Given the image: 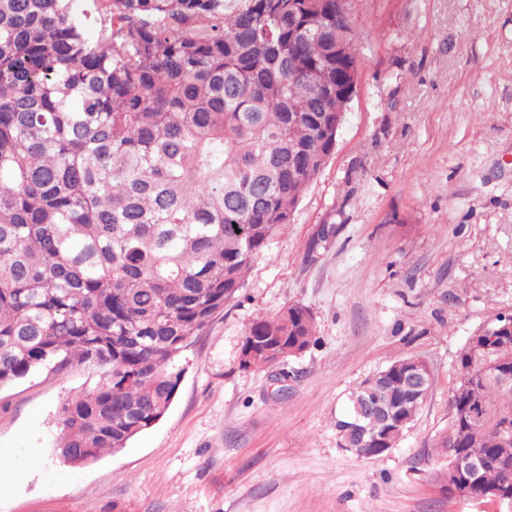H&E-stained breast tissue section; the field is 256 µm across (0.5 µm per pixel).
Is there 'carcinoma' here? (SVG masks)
<instances>
[{
    "mask_svg": "<svg viewBox=\"0 0 512 512\" xmlns=\"http://www.w3.org/2000/svg\"><path fill=\"white\" fill-rule=\"evenodd\" d=\"M96 40L85 36L89 21ZM339 0H0V386L46 365L104 369L61 408L56 453L118 452L171 406L181 352L245 285L336 145L358 79ZM341 49H336V45ZM311 310L254 319L243 369L314 343ZM399 359L383 391L417 413ZM512 341L455 358L443 465L483 458L512 492Z\"/></svg>",
    "mask_w": 512,
    "mask_h": 512,
    "instance_id": "obj_1",
    "label": "carcinoma"
}]
</instances>
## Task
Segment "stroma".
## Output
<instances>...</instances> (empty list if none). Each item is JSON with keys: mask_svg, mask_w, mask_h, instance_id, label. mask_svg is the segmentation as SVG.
<instances>
[{"mask_svg": "<svg viewBox=\"0 0 512 512\" xmlns=\"http://www.w3.org/2000/svg\"><path fill=\"white\" fill-rule=\"evenodd\" d=\"M359 79L287 231L194 336L165 416L85 465L54 452L59 410L99 367L0 387V512H506L435 481L455 357L512 312V0H350ZM336 232L311 244L322 225ZM302 303L316 342L242 369L245 328ZM417 357L433 390L396 448H339L345 395Z\"/></svg>", "mask_w": 512, "mask_h": 512, "instance_id": "1", "label": "stroma"}]
</instances>
